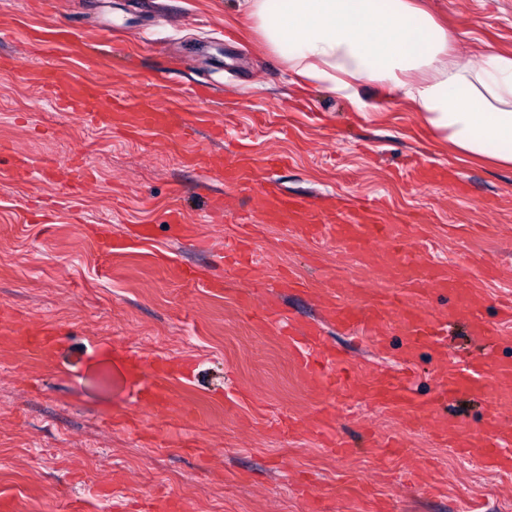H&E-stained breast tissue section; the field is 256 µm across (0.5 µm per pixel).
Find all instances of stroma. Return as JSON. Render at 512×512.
<instances>
[{"instance_id": "stroma-1", "label": "stroma", "mask_w": 512, "mask_h": 512, "mask_svg": "<svg viewBox=\"0 0 512 512\" xmlns=\"http://www.w3.org/2000/svg\"><path fill=\"white\" fill-rule=\"evenodd\" d=\"M427 4L460 32V51L512 54V0ZM67 29L95 52H49L56 31ZM112 43L124 45L130 69L114 71ZM1 55L17 67L0 72V143L11 146L0 155V308L60 336L37 359L0 339V503L10 512H145L160 499L183 512H303L301 477L323 512H501L512 500V482L485 469L480 451L462 458L433 436L442 420L480 427L481 397L457 396L419 427L354 389L345 399L315 397L278 326L244 308L251 286L224 257L226 243L249 230L266 283L286 273L302 282V290L277 292L287 319L319 320L330 298L371 305L356 288L363 280L404 285L389 270L369 272L339 243L263 223L257 187L229 186L218 174L237 146L278 152L288 164L267 177L285 193L339 206L375 199L384 217L417 218V234L449 272L466 273L493 322L498 300L512 294L511 169L457 159L384 86L363 85L361 111L292 83L237 0H0ZM47 68L62 83L93 82L106 101L144 89L163 108L184 98L185 111L223 120L224 137L212 140L204 125L191 139L173 127L144 134L87 125L47 97L36 80ZM202 81L223 95L187 100ZM409 156L453 180L402 177ZM79 167L94 186L78 188ZM174 210L192 242L174 237ZM144 225L150 238L138 236ZM103 229L125 239V249L101 255ZM189 266L196 282L177 274ZM212 278L223 280L222 291L208 288ZM448 325L446 351L415 356L419 399L432 396L446 355L464 362L482 351L467 316ZM323 329L358 376L402 363L394 325L379 353L336 324ZM130 348L189 368L172 381L179 407L155 417L137 404L148 376L128 368ZM364 419L377 432H398L402 454L378 460ZM337 438L352 444V456L331 451ZM425 462L441 483L432 496L402 482Z\"/></svg>"}]
</instances>
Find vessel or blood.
I'll return each instance as SVG.
<instances>
[{
  "instance_id": "obj_1",
  "label": "vessel or blood",
  "mask_w": 512,
  "mask_h": 512,
  "mask_svg": "<svg viewBox=\"0 0 512 512\" xmlns=\"http://www.w3.org/2000/svg\"><path fill=\"white\" fill-rule=\"evenodd\" d=\"M39 81L55 101L86 122L116 130L125 129L130 122L141 131L164 130L170 126L171 110L159 108L151 95L117 93L106 103L92 83L63 85L49 70L40 72ZM287 161V156L281 154L254 158L234 149L226 153L222 175L225 184L240 186L254 181L257 170H271L286 165ZM263 206L268 222L290 225L307 238L336 240L365 268L389 267L394 279L406 284V291L401 293L377 289V303L371 308L359 310L344 301L333 303L329 309V316L337 325L364 335L374 350H382V330L392 320L406 339L407 358H414L416 351L422 348L446 346L448 336L441 323L443 315L427 308L431 295L439 291L449 294L454 310L471 316L475 334L494 346L505 343L502 328L504 323L512 322V297L501 301L500 321L482 318L479 297L468 280L448 274L443 263L428 260L427 243L412 239L410 225L382 218L376 205L363 204L346 212L327 213L321 206L287 195L270 184L263 192ZM248 307L264 321H275L278 316L262 288L254 290ZM17 325L11 314L0 315V333L11 336L26 356L39 357L58 342L55 328H45L36 336H24L18 334ZM301 338L296 356L308 384L323 397L342 394L336 370L347 365V358L324 347L319 327H308ZM125 360L131 369L151 371L150 382L138 396L142 407L166 409L175 404L176 397L171 389L174 372L170 364L160 359L151 361L131 351L126 352ZM410 374L411 369L406 366L370 378L361 383L360 388L368 401L406 417L416 426L435 411L437 402L464 393L486 394L483 423L478 431L471 433L470 440L480 448L488 467L499 476L512 479V422L504 417L505 411L512 409V361L487 354L463 367L456 359H449L441 371L435 397L430 401H419L412 396L408 386Z\"/></svg>"
}]
</instances>
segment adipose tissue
I'll return each instance as SVG.
<instances>
[{"instance_id": "1", "label": "adipose tissue", "mask_w": 512, "mask_h": 512, "mask_svg": "<svg viewBox=\"0 0 512 512\" xmlns=\"http://www.w3.org/2000/svg\"><path fill=\"white\" fill-rule=\"evenodd\" d=\"M264 47L313 85L365 109L390 87L456 157L512 168V55L456 52L420 0H238Z\"/></svg>"}]
</instances>
